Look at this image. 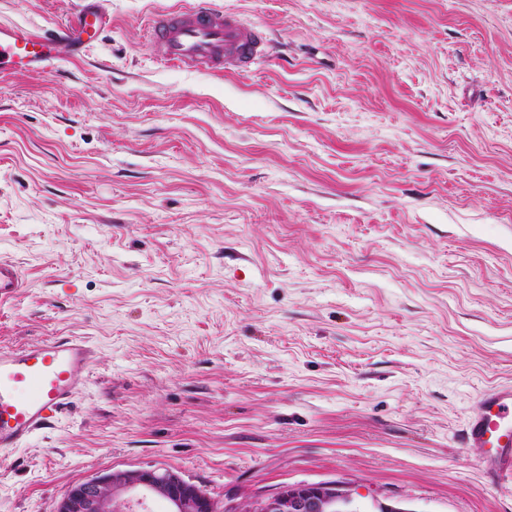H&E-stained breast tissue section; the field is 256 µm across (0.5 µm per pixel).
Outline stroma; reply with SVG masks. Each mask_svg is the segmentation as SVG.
Returning <instances> with one entry per match:
<instances>
[{
    "label": "stroma",
    "instance_id": "stroma-1",
    "mask_svg": "<svg viewBox=\"0 0 512 512\" xmlns=\"http://www.w3.org/2000/svg\"><path fill=\"white\" fill-rule=\"evenodd\" d=\"M100 0L80 57L0 75V347L83 336L90 381L0 455V512L112 469L236 503L337 481L365 512H512L462 435L512 384V0H213L240 75L167 67ZM80 0H0L53 30ZM21 288L23 279L19 267L0 258V304L15 299Z\"/></svg>",
    "mask_w": 512,
    "mask_h": 512
}]
</instances>
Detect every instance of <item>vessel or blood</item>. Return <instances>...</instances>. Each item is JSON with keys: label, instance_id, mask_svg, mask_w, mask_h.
<instances>
[{"label": "vessel or blood", "instance_id": "1", "mask_svg": "<svg viewBox=\"0 0 512 512\" xmlns=\"http://www.w3.org/2000/svg\"><path fill=\"white\" fill-rule=\"evenodd\" d=\"M111 19L88 4L52 32L0 24V75H17L51 67L60 42L81 53L86 35H100ZM148 42L159 48L161 64L244 74L267 46L264 33L212 0H195L188 8L151 19ZM23 286L13 262L0 258V304L13 300ZM96 349L88 340L62 336L17 348L0 349V453L20 448L67 408L90 378ZM463 439L482 449L484 469L493 478L512 477V386L484 392L476 401Z\"/></svg>", "mask_w": 512, "mask_h": 512}]
</instances>
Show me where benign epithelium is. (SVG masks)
I'll return each instance as SVG.
<instances>
[{
	"instance_id": "7a95c632",
	"label": "benign epithelium",
	"mask_w": 512,
	"mask_h": 512,
	"mask_svg": "<svg viewBox=\"0 0 512 512\" xmlns=\"http://www.w3.org/2000/svg\"><path fill=\"white\" fill-rule=\"evenodd\" d=\"M168 512H354L351 491L335 481L285 484L271 495L220 503L178 472L162 467L113 470L72 483L55 512H147V500Z\"/></svg>"
}]
</instances>
